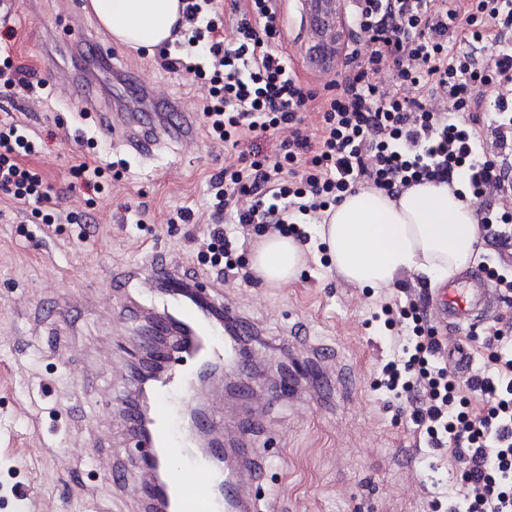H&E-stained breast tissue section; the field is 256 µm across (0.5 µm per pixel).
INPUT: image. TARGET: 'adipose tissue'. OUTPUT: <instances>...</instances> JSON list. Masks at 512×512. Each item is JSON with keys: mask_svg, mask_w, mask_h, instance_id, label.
<instances>
[{"mask_svg": "<svg viewBox=\"0 0 512 512\" xmlns=\"http://www.w3.org/2000/svg\"><path fill=\"white\" fill-rule=\"evenodd\" d=\"M85 8L115 42L154 53L181 38L183 0H87ZM458 183L425 181L389 196L370 188L348 193L312 225L311 240L264 232L250 268L268 285L296 281L314 246H322L336 275L356 288L381 291L401 279L426 278L435 288L475 265L484 251L472 199Z\"/></svg>", "mask_w": 512, "mask_h": 512, "instance_id": "obj_1", "label": "adipose tissue"}]
</instances>
